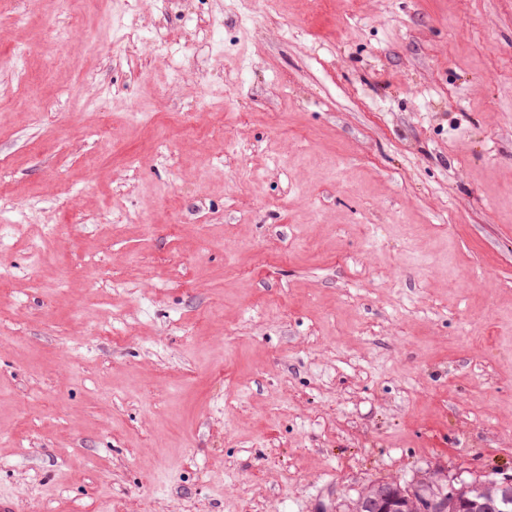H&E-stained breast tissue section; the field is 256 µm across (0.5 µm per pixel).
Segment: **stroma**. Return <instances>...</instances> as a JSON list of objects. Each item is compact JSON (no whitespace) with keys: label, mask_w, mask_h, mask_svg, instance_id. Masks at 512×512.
I'll list each match as a JSON object with an SVG mask.
<instances>
[{"label":"stroma","mask_w":512,"mask_h":512,"mask_svg":"<svg viewBox=\"0 0 512 512\" xmlns=\"http://www.w3.org/2000/svg\"><path fill=\"white\" fill-rule=\"evenodd\" d=\"M0 225L17 512L512 475V0H0Z\"/></svg>","instance_id":"obj_1"}]
</instances>
